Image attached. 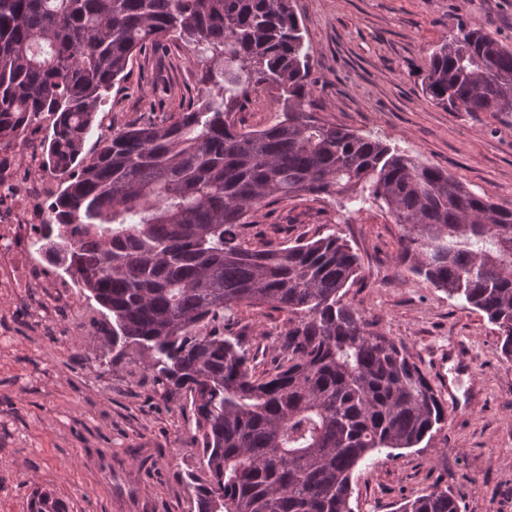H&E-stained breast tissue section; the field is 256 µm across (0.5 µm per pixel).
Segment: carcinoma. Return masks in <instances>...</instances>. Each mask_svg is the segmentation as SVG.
Here are the masks:
<instances>
[{
	"mask_svg": "<svg viewBox=\"0 0 512 512\" xmlns=\"http://www.w3.org/2000/svg\"><path fill=\"white\" fill-rule=\"evenodd\" d=\"M176 37L211 56L200 90L167 124H128L92 153L86 136L134 56ZM277 91L279 118L237 124L249 89ZM310 52L293 0H0V148L45 130L40 169L61 178L56 255L112 313V350L131 348L185 395L202 440L187 486L198 512H352L355 470L418 446L445 419L407 351L343 302L360 274L342 238L254 247L253 212L311 196L369 206L403 226L400 257L423 282L484 312L512 361V211L378 138L309 111ZM423 94L464 112H512V47L457 24L436 46ZM242 304L288 314L271 372L224 334ZM30 512H66L54 492ZM397 512H460L446 487Z\"/></svg>",
	"mask_w": 512,
	"mask_h": 512,
	"instance_id": "cac0c4a2",
	"label": "carcinoma"
}]
</instances>
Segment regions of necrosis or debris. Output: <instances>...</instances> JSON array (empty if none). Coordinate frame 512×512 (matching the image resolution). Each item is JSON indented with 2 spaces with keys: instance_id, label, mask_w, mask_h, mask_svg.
I'll list each match as a JSON object with an SVG mask.
<instances>
[{
  "instance_id": "necrosis-or-debris-1",
  "label": "necrosis or debris",
  "mask_w": 512,
  "mask_h": 512,
  "mask_svg": "<svg viewBox=\"0 0 512 512\" xmlns=\"http://www.w3.org/2000/svg\"><path fill=\"white\" fill-rule=\"evenodd\" d=\"M24 139L22 151L0 152V288L27 295L35 310L41 305L37 289L52 288L63 295L69 283L52 276V261L34 246L42 225L51 221L45 203L54 193L55 180L49 174L27 178V171L39 165L34 150L38 136L29 132Z\"/></svg>"
}]
</instances>
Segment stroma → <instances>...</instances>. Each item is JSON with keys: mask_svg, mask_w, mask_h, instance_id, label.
Segmentation results:
<instances>
[{"mask_svg": "<svg viewBox=\"0 0 512 512\" xmlns=\"http://www.w3.org/2000/svg\"><path fill=\"white\" fill-rule=\"evenodd\" d=\"M295 11L319 119L447 170L512 210V113L451 112L422 93L430 53L458 21L512 46V0H295ZM198 56L179 39L136 56L100 105L104 121L86 150L113 128L176 119L201 87ZM236 118L253 129L272 124V91H250ZM331 230L360 257L346 301L454 404L419 446L355 471L353 512H395L436 485L458 498L460 512H512V362L482 311L401 264L402 226L376 208L349 212L302 196L255 212L244 233L250 244L276 245ZM71 297L90 321L77 335L48 336L41 314L21 315V298L0 293V512H28L38 489L52 490L68 512H197L185 483L202 454L193 409L160 398L139 364L99 368L112 316L82 289ZM285 318L242 305L227 321L255 373L272 369Z\"/></svg>", "mask_w": 512, "mask_h": 512, "instance_id": "stroma-1", "label": "stroma"}]
</instances>
